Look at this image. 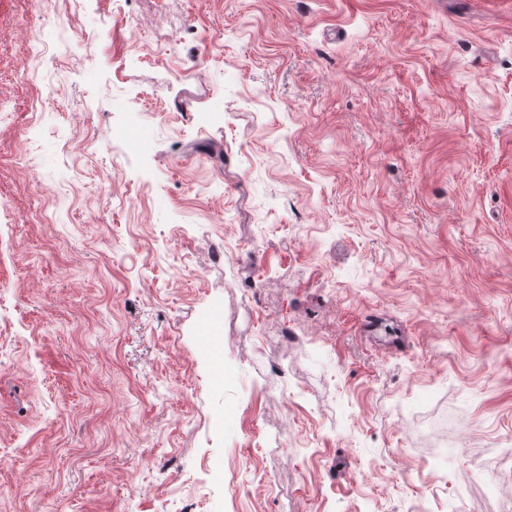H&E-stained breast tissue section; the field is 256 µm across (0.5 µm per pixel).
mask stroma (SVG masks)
<instances>
[{
	"label": "stroma",
	"mask_w": 512,
	"mask_h": 512,
	"mask_svg": "<svg viewBox=\"0 0 512 512\" xmlns=\"http://www.w3.org/2000/svg\"><path fill=\"white\" fill-rule=\"evenodd\" d=\"M502 438L512 0H0V512H512Z\"/></svg>",
	"instance_id": "35a3bbf8"
}]
</instances>
